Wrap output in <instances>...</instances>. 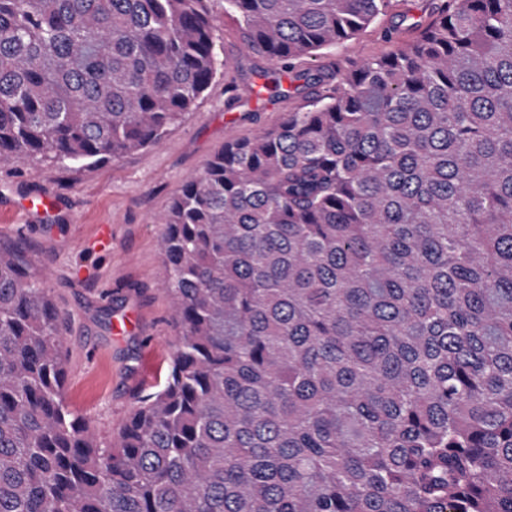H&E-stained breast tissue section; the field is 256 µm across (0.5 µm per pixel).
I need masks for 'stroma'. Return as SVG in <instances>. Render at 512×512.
<instances>
[{"mask_svg": "<svg viewBox=\"0 0 512 512\" xmlns=\"http://www.w3.org/2000/svg\"><path fill=\"white\" fill-rule=\"evenodd\" d=\"M214 13L224 74L159 144L80 171L38 160L0 167V236L25 238L59 315L66 400L104 435L116 433L138 396L165 380L177 341L160 280V216L226 142L276 127L304 102L285 74L281 93L264 89L267 60L246 49L223 0ZM430 20L428 0H392L375 25L304 67L340 74L412 40ZM384 29L391 41L382 40ZM28 197L48 200L53 214H26L21 204ZM105 225L108 250L98 244Z\"/></svg>", "mask_w": 512, "mask_h": 512, "instance_id": "1", "label": "stroma"}]
</instances>
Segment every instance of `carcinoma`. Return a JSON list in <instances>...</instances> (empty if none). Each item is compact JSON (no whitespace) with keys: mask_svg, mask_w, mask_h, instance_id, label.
I'll list each match as a JSON object with an SVG mask.
<instances>
[{"mask_svg":"<svg viewBox=\"0 0 512 512\" xmlns=\"http://www.w3.org/2000/svg\"><path fill=\"white\" fill-rule=\"evenodd\" d=\"M390 6L224 13L303 93ZM431 15L173 198L169 375L112 436L0 240V512H512V0ZM223 68L212 0H0V162L154 146Z\"/></svg>","mask_w":512,"mask_h":512,"instance_id":"1","label":"carcinoma"}]
</instances>
